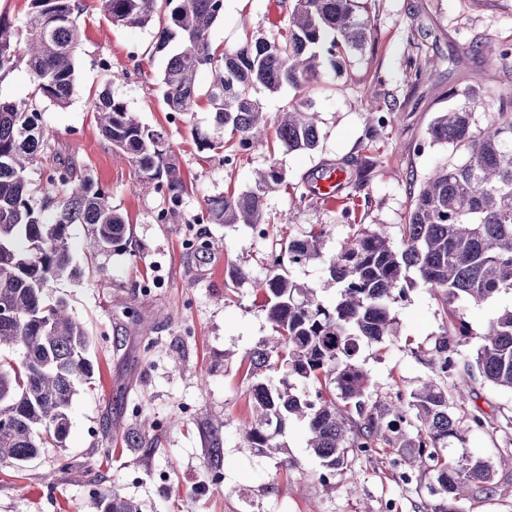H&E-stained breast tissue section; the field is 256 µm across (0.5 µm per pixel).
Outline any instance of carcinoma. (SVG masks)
Here are the masks:
<instances>
[{
  "label": "carcinoma",
  "instance_id": "cac0c4a2",
  "mask_svg": "<svg viewBox=\"0 0 512 512\" xmlns=\"http://www.w3.org/2000/svg\"><path fill=\"white\" fill-rule=\"evenodd\" d=\"M361 0H289L284 31L245 39L230 52L212 49L210 32L224 14V0H102L114 26L141 28L163 13L154 52L168 57L160 76L171 115L188 123L199 98L198 73L211 71L205 92L209 123L192 129L199 151L226 165L257 144L286 152L318 148L319 113L310 91L328 66L340 69L363 49L374 29ZM20 24L0 16V77L23 63L33 91L28 101L0 98V349L18 358H0V462L17 465L41 449L65 446L69 409L78 387L91 383L95 365L90 337L51 285L78 275L72 264L68 227L91 226L85 243L94 255L127 243L128 225L112 207L107 190L56 160L42 184L29 171L49 149L38 102L66 107L76 92L79 0H30ZM493 64L512 56V47H477ZM417 86L434 67L431 59L409 62ZM295 91L288 109L272 116L258 93ZM458 102L439 113L427 134L458 160L440 165L411 199L402 244L381 228H358L325 259L339 285L327 305L314 289L281 273L280 259L263 284L272 335L253 352V370H285L301 384L260 381L251 390L252 416L245 436L253 448L285 452L277 442L288 421L304 419L308 446L320 460V479L350 464L352 452L369 453L381 443L416 450L419 474L432 475L426 488L429 512H459L466 490L494 489V471L480 457L448 461L442 449L462 440L448 391L438 385L461 370L477 369L483 382L512 390V308L478 333L474 364L460 366L448 335L436 341L429 360L434 379L388 405L369 401V377L356 361L359 342L381 343L397 335L393 304L416 282L437 292L445 306L484 302L512 290V87L490 95L478 84L454 92ZM490 99L494 118L477 125L475 107ZM102 137L128 161L137 178L153 185L167 218L181 213L187 187L168 162L172 147L162 132L143 125L126 105L105 93L94 102ZM230 132L233 144L224 141ZM283 182L273 164L239 194L207 199L187 224L266 223L264 197ZM325 230H312L284 244L288 262L320 259ZM98 512H142L132 499L108 492Z\"/></svg>",
  "mask_w": 512,
  "mask_h": 512
}]
</instances>
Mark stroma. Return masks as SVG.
Segmentation results:
<instances>
[{
    "mask_svg": "<svg viewBox=\"0 0 512 512\" xmlns=\"http://www.w3.org/2000/svg\"><path fill=\"white\" fill-rule=\"evenodd\" d=\"M80 3L78 93L66 108L48 107L44 121L53 152L108 189L113 206L128 217L131 250L86 260L89 225L68 228L79 274L55 283L53 293L86 326L97 371L74 399L65 448L42 449L22 468L0 463V512H98V497L113 490L142 503L144 512H425L430 497L401 477L412 449L382 444L369 455H352L348 468L332 476L329 491L319 480L322 468L307 446L304 421L289 422L281 438L286 453L248 447L243 428L254 379L246 358L271 333L262 284L288 239L326 228V256L356 225L380 224L400 242L413 192L451 154L429 143L427 134L449 93L475 83L512 84V59L488 67L475 54L488 40L512 44V0H371L375 29L366 48L342 72L325 70L311 94L320 114L318 150L274 154L258 145L232 167L203 158L189 127L169 123L160 86L166 57L153 50L158 23L115 27L100 0ZM287 14L283 0H224L210 41L235 49L248 36L277 33ZM420 56L438 59L439 66L415 87L409 61ZM105 60L114 79L102 69ZM105 92L170 140L188 192L181 216L169 223L155 220L160 195L136 179L98 130L92 106ZM374 112L388 116L375 137L368 122ZM272 163L285 186L264 200V236L243 224L186 223L206 198L249 189L254 171ZM330 166L347 174L336 202L301 200L313 172ZM188 234L206 250H186ZM242 270L247 279L239 278ZM283 271L335 302L337 288L323 259L288 263ZM509 306L512 291L462 304L459 313L474 335L448 337L460 360L473 359L478 331ZM394 310L398 336L361 344L357 354L371 398L381 403L410 395L430 377L425 359L450 324L437 293L419 283L407 287ZM144 321L152 326L145 335ZM475 392L490 424L465 431L444 454L489 460L495 487L459 507L512 512V429L505 426L512 391L479 384ZM214 417L224 422L216 442L207 428ZM141 426L148 445L125 448L126 430ZM286 458L293 468L283 469Z\"/></svg>",
    "mask_w": 512,
    "mask_h": 512,
    "instance_id": "35a3bbf8",
    "label": "stroma"
}]
</instances>
